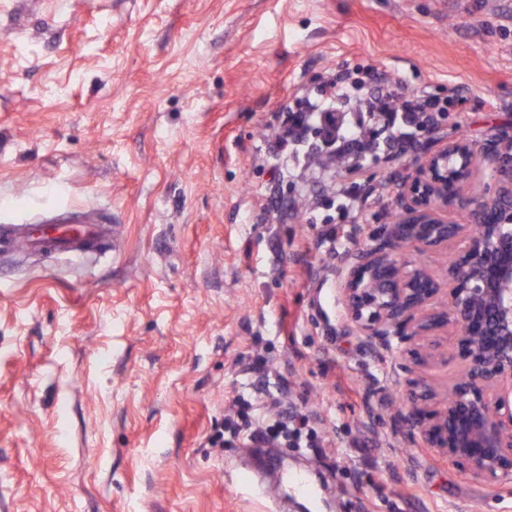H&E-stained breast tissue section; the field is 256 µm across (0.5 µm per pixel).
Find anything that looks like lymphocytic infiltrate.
Segmentation results:
<instances>
[{"instance_id": "f902f5d3", "label": "lymphocytic infiltrate", "mask_w": 512, "mask_h": 512, "mask_svg": "<svg viewBox=\"0 0 512 512\" xmlns=\"http://www.w3.org/2000/svg\"><path fill=\"white\" fill-rule=\"evenodd\" d=\"M327 86L320 100L289 108L272 136L281 148L300 142L308 130H317L319 148L328 150L348 176L362 174L386 154L417 151L438 117L464 99L459 89L449 95L406 91L402 80L384 72L365 83L339 71Z\"/></svg>"}]
</instances>
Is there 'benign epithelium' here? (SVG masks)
I'll return each instance as SVG.
<instances>
[{
	"instance_id": "7a95c632",
	"label": "benign epithelium",
	"mask_w": 512,
	"mask_h": 512,
	"mask_svg": "<svg viewBox=\"0 0 512 512\" xmlns=\"http://www.w3.org/2000/svg\"><path fill=\"white\" fill-rule=\"evenodd\" d=\"M496 180L490 196H470L476 173ZM394 224L347 255L340 292L349 320L383 346L418 338L421 363L458 361L448 400L434 407V388L407 381L410 419L426 447L492 486L512 479V133L477 145L434 142L397 183ZM470 212L471 223L448 218ZM449 247L448 303L440 283L406 258Z\"/></svg>"
}]
</instances>
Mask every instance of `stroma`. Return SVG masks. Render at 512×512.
Segmentation results:
<instances>
[{"instance_id":"obj_1","label":"stroma","mask_w":512,"mask_h":512,"mask_svg":"<svg viewBox=\"0 0 512 512\" xmlns=\"http://www.w3.org/2000/svg\"><path fill=\"white\" fill-rule=\"evenodd\" d=\"M339 66L465 89L430 137L483 144L512 130V0H0V225L80 213L118 242L0 243V512H512V483L407 435L406 380L443 393L458 363L417 366L342 306L415 155L349 184L363 224L314 143L279 172L266 125ZM258 357L256 420L316 437L251 483L252 441L208 438ZM339 210L350 216L354 223L360 224L367 222L370 219V214L365 209L366 197H360L354 194L347 193L340 187L338 190Z\"/></svg>"}]
</instances>
